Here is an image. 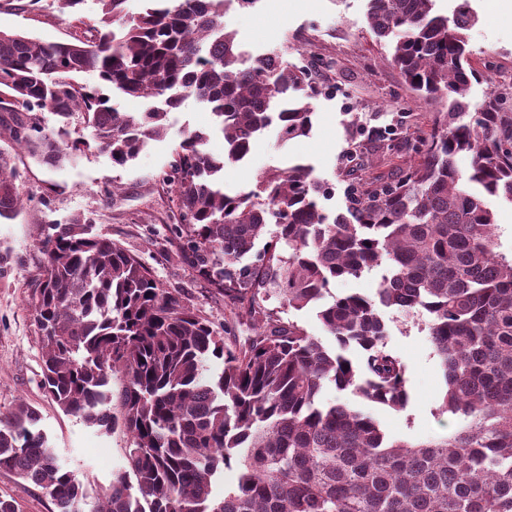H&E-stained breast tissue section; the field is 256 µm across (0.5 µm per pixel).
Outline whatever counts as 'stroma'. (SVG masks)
<instances>
[{"mask_svg":"<svg viewBox=\"0 0 512 512\" xmlns=\"http://www.w3.org/2000/svg\"><path fill=\"white\" fill-rule=\"evenodd\" d=\"M470 4L477 15L469 32L471 61L487 76L471 89L470 107L476 110L493 86L512 74V0ZM224 27L235 33L246 54L281 52L300 65L315 63L317 82L326 88L311 101L310 136L283 146L275 130L264 131L244 163L225 167L227 188L254 189L263 171L287 167L299 157L328 188L324 207L343 210L349 168L345 153L352 143L369 146L382 134L397 141L410 138L434 113L446 109L444 101L417 98L405 85L388 48L368 27L366 0H257L248 9L232 2L224 10ZM0 31L59 42L68 40L71 27L54 0H41L35 10H19L0 0ZM169 122L166 137L151 142L123 167L94 149L56 169L17 153L20 190L34 203L14 220L0 223V255L7 258L0 273V414L21 400L33 405L60 463L93 496L124 467L129 440L121 430L107 433L64 413L40 387V335L24 301L37 271L35 229L45 222L66 223L75 214L90 216L95 233L137 255L163 288L180 293L215 329L232 322L227 298L210 293L196 272L175 257L169 243L173 194L161 180L184 133H209V147L216 154L223 152L224 139L213 132L211 113L191 95L170 113ZM387 322V347L407 365L411 399L402 412L372 407L373 416L386 433L399 438L424 440L454 426L451 416L436 413L443 381L426 332L394 310L388 311ZM0 495L16 499L22 512H57L45 490L7 471H0Z\"/></svg>","mask_w":512,"mask_h":512,"instance_id":"obj_1","label":"stroma"}]
</instances>
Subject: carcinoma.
<instances>
[{
	"label": "carcinoma",
	"instance_id": "1",
	"mask_svg": "<svg viewBox=\"0 0 512 512\" xmlns=\"http://www.w3.org/2000/svg\"><path fill=\"white\" fill-rule=\"evenodd\" d=\"M71 17L67 42L0 32V222L24 200L15 148L57 168L91 148L116 165L167 136L168 114L194 95L214 117L186 134L163 182L171 187L177 256L219 295L247 301L253 334L226 342L135 254L92 232V219L42 224L41 273L26 304L41 337V387L62 411L129 437L127 467L91 497L59 462L36 408L19 400L0 416V470L46 490L58 512H512V254L500 250L489 199L512 203V110L493 90L466 119L472 84L469 0L451 15L437 0H367L368 25L420 98L448 111L418 129L396 172L352 181L336 213L304 164L262 173L228 193L227 164L246 159L274 126L282 144L313 127L314 66L282 53L244 59L224 9L257 0H56ZM94 73L98 83L76 75ZM154 99L119 112L103 89ZM56 117L58 129L43 113ZM81 117L91 139L69 138ZM470 158L461 170L457 158ZM275 225L270 230L269 225ZM376 273L373 298L337 296L338 279ZM318 318L334 345L267 307ZM421 322L439 359L437 411L456 427L423 441L388 435L366 409L324 403L351 391L396 412L410 401L406 365L387 349L385 310ZM223 368L207 374L208 362ZM122 381L111 410L112 379ZM228 469L237 483L213 496Z\"/></svg>",
	"mask_w": 512,
	"mask_h": 512
}]
</instances>
